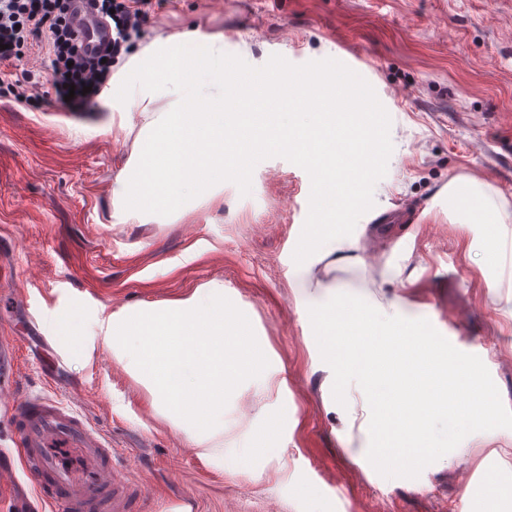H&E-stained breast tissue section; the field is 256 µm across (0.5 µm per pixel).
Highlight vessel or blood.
<instances>
[{"label": "vessel or blood", "instance_id": "b4317fda", "mask_svg": "<svg viewBox=\"0 0 512 512\" xmlns=\"http://www.w3.org/2000/svg\"><path fill=\"white\" fill-rule=\"evenodd\" d=\"M75 0L73 22L90 46L109 31ZM14 339L0 336V411L11 421L10 441L0 448V497L14 512H136L144 487L126 481L112 440L86 417L81 404L40 394L19 396Z\"/></svg>", "mask_w": 512, "mask_h": 512}]
</instances>
